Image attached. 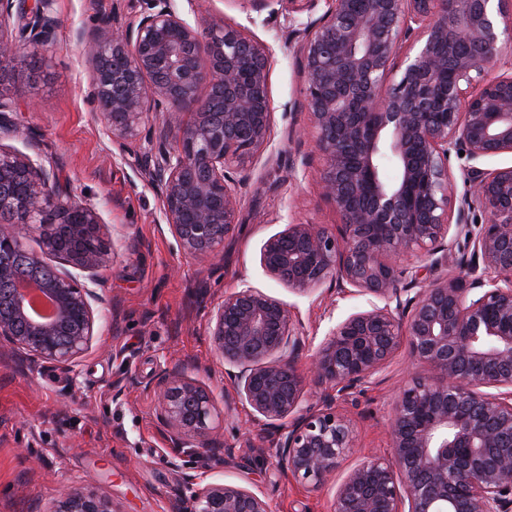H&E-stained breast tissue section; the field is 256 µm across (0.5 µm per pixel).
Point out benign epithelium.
<instances>
[{
    "mask_svg": "<svg viewBox=\"0 0 512 512\" xmlns=\"http://www.w3.org/2000/svg\"><path fill=\"white\" fill-rule=\"evenodd\" d=\"M52 0H0L3 61L49 42ZM294 48L325 167L323 195L341 224H289L260 251L266 275L307 295L328 280L379 303L339 321L308 367L291 309L244 287L224 295L209 333L235 369L237 394L273 430L278 466L314 486L353 447L339 411L407 339L436 376L403 388L390 426L394 461L353 468L334 512H512V166L468 170L455 204L451 155L512 153V73L499 67L512 36L498 19L512 0H328ZM91 58L92 98L112 145L138 155L159 189L163 219L183 254L205 259L233 240L241 197L228 167L269 145L270 47L242 27L192 25L172 0H147L79 33ZM400 73L395 80L392 72ZM207 85L205 97L198 96ZM160 116L144 129L148 111ZM0 93V130L14 127ZM481 205L490 223L471 225ZM471 249L463 275L429 279L441 265L452 209ZM39 232L51 270L22 240ZM418 251L419 266L400 260ZM112 263L108 225L60 191L37 156L0 146V341L32 364H70L97 338L102 273ZM27 269L52 299L36 318L19 289ZM331 390L302 406L307 383ZM154 394L172 465L212 453L216 406L174 359ZM46 512H117L104 495L70 487ZM179 512H270L259 490L183 477Z\"/></svg>",
    "mask_w": 512,
    "mask_h": 512,
    "instance_id": "1",
    "label": "benign epithelium"
}]
</instances>
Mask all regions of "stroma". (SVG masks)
Returning a JSON list of instances; mask_svg holds the SVG:
<instances>
[{
	"mask_svg": "<svg viewBox=\"0 0 512 512\" xmlns=\"http://www.w3.org/2000/svg\"><path fill=\"white\" fill-rule=\"evenodd\" d=\"M188 21L238 24L272 50L270 146L257 155L240 188V229L223 256L198 261L178 252L162 221L160 195L137 159L111 144L92 102L91 61L78 38L103 14L119 7L137 14L144 0H54V35L38 55L21 52L5 62V94L14 103V133L0 144L20 152L37 146L58 184L94 204L114 226L112 263L101 288L107 297L98 338L89 353L68 365L29 366L0 348V512H44L59 492L80 486L112 498L119 512H175L182 473L167 459L151 388L168 359L216 400L233 393L229 366L211 345L207 320L225 293L249 284L285 302L305 338L308 362L336 323L369 309L372 296L327 282L300 296L267 276L259 263L263 242L292 222L335 227L340 217L323 197L325 165L314 138L301 62L294 52L308 18L286 0L263 7L256 0H176ZM409 347H401L370 381L342 401L355 446L334 479L315 488L281 472L262 422L246 404L213 436L214 457L197 468L203 482L259 488L271 512H333L339 480L354 466L392 456L389 423L395 397L415 378L431 376Z\"/></svg>",
	"mask_w": 512,
	"mask_h": 512,
	"instance_id": "1",
	"label": "stroma"
}]
</instances>
